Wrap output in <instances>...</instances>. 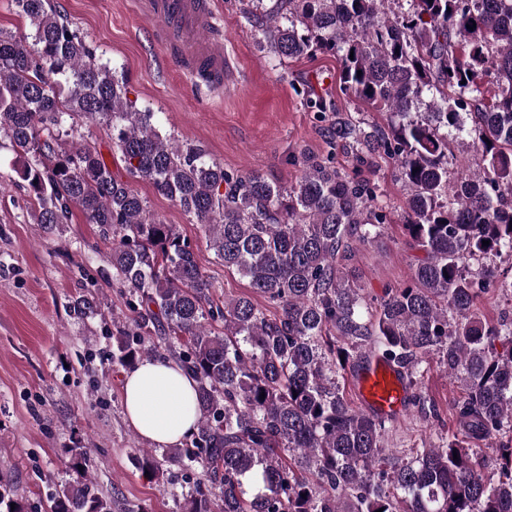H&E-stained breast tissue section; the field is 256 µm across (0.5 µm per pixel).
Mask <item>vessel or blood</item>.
<instances>
[{
    "label": "vessel or blood",
    "instance_id": "b4317fda",
    "mask_svg": "<svg viewBox=\"0 0 512 512\" xmlns=\"http://www.w3.org/2000/svg\"><path fill=\"white\" fill-rule=\"evenodd\" d=\"M135 9L153 22L156 41L177 37L180 53L174 57V64H192L194 74L207 77L211 88H223L229 61L223 39L214 32L217 13L211 0H136ZM355 382L367 411L390 417L405 410V384L397 370L382 359H368Z\"/></svg>",
    "mask_w": 512,
    "mask_h": 512
}]
</instances>
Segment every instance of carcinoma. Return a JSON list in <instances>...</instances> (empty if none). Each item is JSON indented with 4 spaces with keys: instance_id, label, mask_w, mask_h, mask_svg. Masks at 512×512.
Wrapping results in <instances>:
<instances>
[{
    "instance_id": "1",
    "label": "carcinoma",
    "mask_w": 512,
    "mask_h": 512,
    "mask_svg": "<svg viewBox=\"0 0 512 512\" xmlns=\"http://www.w3.org/2000/svg\"><path fill=\"white\" fill-rule=\"evenodd\" d=\"M11 2L31 33L0 30V148L24 159L30 216L51 230L78 208L112 242V283L131 312L112 361L129 370L172 358L197 383L189 447L161 462L147 453L141 470L175 484L203 464L186 512H512V313L494 322L476 308L499 279L493 259L512 257V0H241L276 58L340 55L344 88L386 114L365 122L306 98L332 153L302 155L289 187L228 172L200 146L161 135L124 73L54 0ZM479 73L496 85L491 106ZM86 119L105 128L127 179ZM336 150L369 168L393 160L408 194L401 222L424 256L408 284L378 299L356 285L351 261L389 217L374 184L336 166ZM134 179L201 225L264 304L215 300L191 244L150 213ZM68 309L98 315L90 293ZM370 354L403 369L411 387L438 355L465 387L459 434L405 455L385 447V419L353 407L338 383ZM409 404L438 418L419 392ZM483 442L495 446L496 480L483 473ZM67 453L76 478L47 493L46 512H112L85 451ZM2 507L33 512L0 482Z\"/></svg>"
}]
</instances>
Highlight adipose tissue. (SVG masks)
Masks as SVG:
<instances>
[{
    "mask_svg": "<svg viewBox=\"0 0 512 512\" xmlns=\"http://www.w3.org/2000/svg\"><path fill=\"white\" fill-rule=\"evenodd\" d=\"M123 405L138 435L161 448L182 444L197 426L196 383L173 361L145 359L128 370Z\"/></svg>",
    "mask_w": 512,
    "mask_h": 512,
    "instance_id": "1",
    "label": "adipose tissue"
}]
</instances>
